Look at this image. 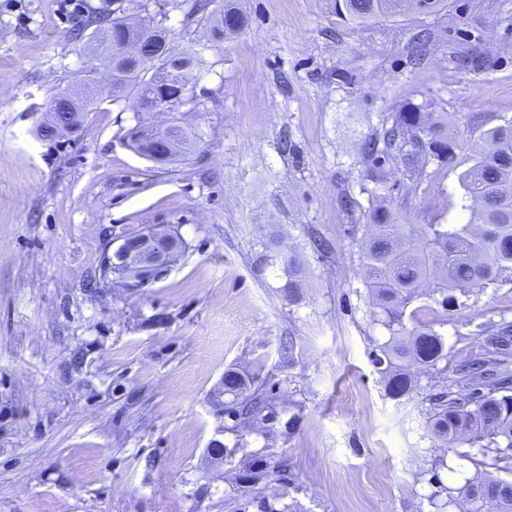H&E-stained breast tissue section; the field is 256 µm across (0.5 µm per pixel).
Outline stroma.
I'll list each match as a JSON object with an SVG mask.
<instances>
[{
	"label": "stroma",
	"instance_id": "1",
	"mask_svg": "<svg viewBox=\"0 0 512 512\" xmlns=\"http://www.w3.org/2000/svg\"><path fill=\"white\" fill-rule=\"evenodd\" d=\"M104 2L0 0V512H430L434 458L449 486L478 467L432 439L420 396L387 395L370 357L386 332L362 278L360 144L408 103L464 142L511 121L512 0L365 24L336 0H240L249 23L208 50L183 109L202 138L173 173L128 146L127 101L36 136L54 96L85 91L71 30ZM470 155L417 183L385 165L387 206L407 225L466 223ZM156 225L185 242L170 274L103 280L102 252ZM288 255L305 273L292 304ZM420 303L454 361L512 322L511 285ZM228 369L266 383L268 409L242 424L213 398Z\"/></svg>",
	"mask_w": 512,
	"mask_h": 512
}]
</instances>
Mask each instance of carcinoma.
<instances>
[{
  "mask_svg": "<svg viewBox=\"0 0 512 512\" xmlns=\"http://www.w3.org/2000/svg\"><path fill=\"white\" fill-rule=\"evenodd\" d=\"M133 2L130 13L122 4L87 12L75 38L90 32L89 48L98 65L112 68V83L76 103L68 100L66 110L79 117L69 123L57 118L43 122L37 129L40 138L52 141L77 132L88 106L106 97L116 103L121 98L130 100L139 109L152 99V111L166 114L167 119L160 124L139 123L126 134L132 148L143 152L145 146L165 139L166 129L178 125L181 107L199 105L188 75L212 68L205 55L209 44L222 42L224 36L247 25L235 0H224L218 12L208 10L207 0H192L184 9L183 29L203 32L208 43L192 40L174 52L165 21L170 11L183 9L184 0ZM441 4L442 0H336L342 14L362 24L402 7L433 12ZM197 139L195 131L180 128L165 161L169 171L192 160ZM483 141L460 175L461 209L470 213L467 223L408 228L390 209L376 205L371 209L370 233L361 247L373 322L388 333L370 351L387 394L399 399L428 390L423 401L432 436L452 451L466 445L464 456L478 458L482 464L488 459L497 466L512 459V325L484 328L473 342L475 350L453 367L448 364L443 336L419 320L421 309L411 312L412 324L404 322L406 308L423 295L445 309L456 291L512 284V122L486 130ZM464 146L448 132L445 117L408 104L362 142L363 178L376 186L385 183L382 170L388 163L403 168L404 175L414 181L430 164L442 168L453 162L456 151ZM303 288L302 268L290 258L288 301L298 299ZM414 363L433 380L428 387L421 386L420 375L409 370ZM224 394L232 396L225 412L237 421L258 411L262 399L260 388H251L232 369L224 372ZM444 465L434 462L426 470L428 484L434 487L427 496L432 512H483L486 502L495 504L498 512H512V479L476 477L454 488L441 480Z\"/></svg>",
  "mask_w": 512,
  "mask_h": 512,
  "instance_id": "obj_1",
  "label": "carcinoma"
}]
</instances>
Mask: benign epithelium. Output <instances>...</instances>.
<instances>
[{
    "mask_svg": "<svg viewBox=\"0 0 512 512\" xmlns=\"http://www.w3.org/2000/svg\"><path fill=\"white\" fill-rule=\"evenodd\" d=\"M182 248V243L171 236V230L154 226L129 234L113 251H105L100 271L106 280L117 276L127 288H145L169 273Z\"/></svg>",
    "mask_w": 512,
    "mask_h": 512,
    "instance_id": "obj_1",
    "label": "benign epithelium"
}]
</instances>
